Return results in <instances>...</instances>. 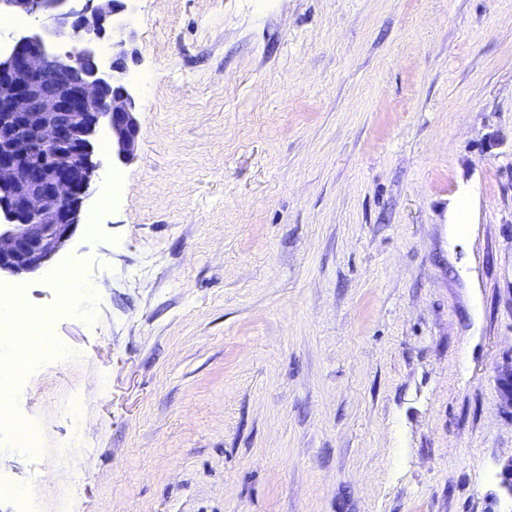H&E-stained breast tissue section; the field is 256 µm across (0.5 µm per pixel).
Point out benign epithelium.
<instances>
[{"mask_svg": "<svg viewBox=\"0 0 512 512\" xmlns=\"http://www.w3.org/2000/svg\"><path fill=\"white\" fill-rule=\"evenodd\" d=\"M12 14L47 24L0 55V273L34 272L51 261L81 223L98 168L94 135L105 129L112 157L135 153L140 128L129 89L106 69L125 67L123 41L105 65L98 46L114 35L121 0H0ZM61 38L78 43L52 51ZM512 498V458L497 473Z\"/></svg>", "mask_w": 512, "mask_h": 512, "instance_id": "benign-epithelium-1", "label": "benign epithelium"}]
</instances>
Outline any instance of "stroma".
Returning a JSON list of instances; mask_svg holds the SVG:
<instances>
[{
  "label": "stroma",
  "mask_w": 512,
  "mask_h": 512,
  "mask_svg": "<svg viewBox=\"0 0 512 512\" xmlns=\"http://www.w3.org/2000/svg\"><path fill=\"white\" fill-rule=\"evenodd\" d=\"M120 19L136 152L99 133L71 239L0 275L68 349L0 480L39 512H512V0Z\"/></svg>",
  "instance_id": "1"
}]
</instances>
